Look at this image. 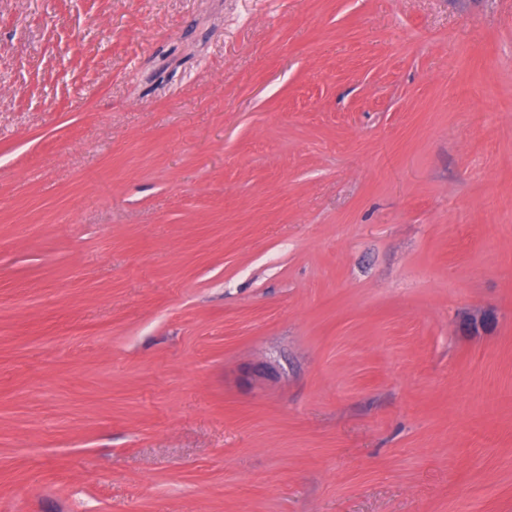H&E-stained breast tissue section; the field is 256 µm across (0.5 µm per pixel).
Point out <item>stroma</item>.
<instances>
[{"label": "stroma", "mask_w": 512, "mask_h": 512, "mask_svg": "<svg viewBox=\"0 0 512 512\" xmlns=\"http://www.w3.org/2000/svg\"><path fill=\"white\" fill-rule=\"evenodd\" d=\"M0 512H512V0H0Z\"/></svg>", "instance_id": "35a3bbf8"}]
</instances>
